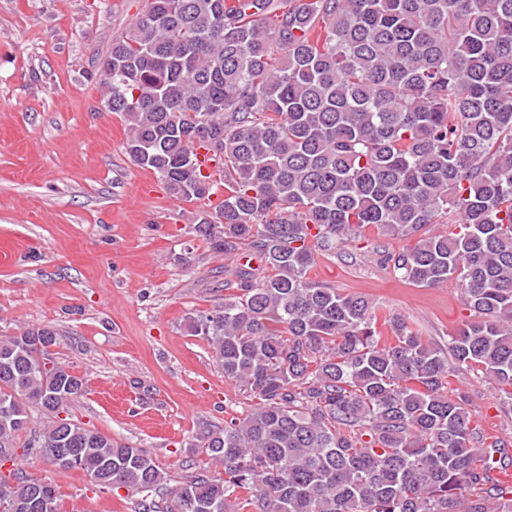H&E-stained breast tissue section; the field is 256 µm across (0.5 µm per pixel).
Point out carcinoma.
Masks as SVG:
<instances>
[{"label":"carcinoma","instance_id":"obj_1","mask_svg":"<svg viewBox=\"0 0 512 512\" xmlns=\"http://www.w3.org/2000/svg\"><path fill=\"white\" fill-rule=\"evenodd\" d=\"M126 151L181 201L224 198L196 232L224 254V301L184 319L249 408L191 447L223 471L170 486L147 450L60 417L84 376L0 334V461L52 462L142 512H512L505 441L448 394L465 368L512 411V0H150L99 58ZM454 213L458 232L425 228ZM376 227L381 262L470 311L440 346L399 314L307 276ZM7 512H64L56 487L0 475Z\"/></svg>","mask_w":512,"mask_h":512}]
</instances>
